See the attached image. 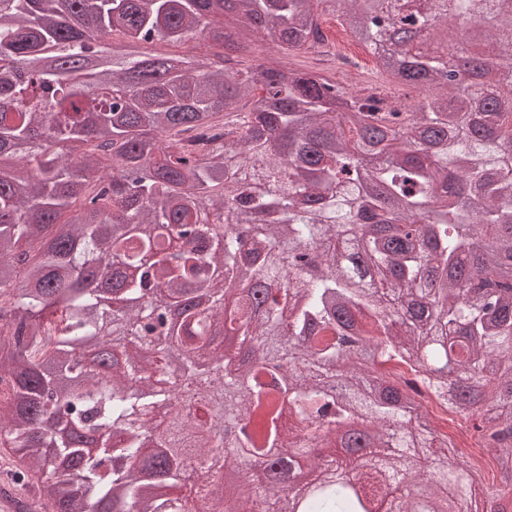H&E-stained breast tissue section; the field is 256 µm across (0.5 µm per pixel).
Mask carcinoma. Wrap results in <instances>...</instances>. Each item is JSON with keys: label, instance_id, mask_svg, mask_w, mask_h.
<instances>
[{"label": "carcinoma", "instance_id": "1", "mask_svg": "<svg viewBox=\"0 0 512 512\" xmlns=\"http://www.w3.org/2000/svg\"><path fill=\"white\" fill-rule=\"evenodd\" d=\"M422 2L0 0V448L46 509L472 512L401 361L512 482V0ZM322 5L417 104L237 68L262 43L331 55ZM452 19L476 25L473 81L405 37L382 51L397 21ZM229 425L223 450L295 458L216 500L186 461L219 465ZM296 467L346 477L307 492ZM199 44H203L200 40H191L186 44H175L166 41H157L148 45V51L155 55H173V54H189L192 55L198 50ZM196 47V48H195Z\"/></svg>", "mask_w": 512, "mask_h": 512}]
</instances>
